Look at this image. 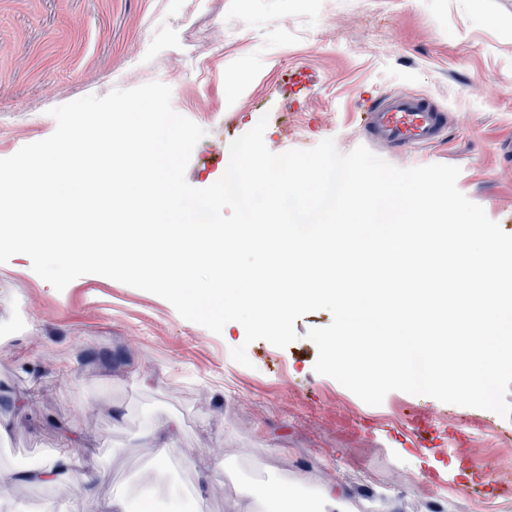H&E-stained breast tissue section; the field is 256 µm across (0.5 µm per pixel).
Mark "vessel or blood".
I'll return each mask as SVG.
<instances>
[{
	"label": "vessel or blood",
	"instance_id": "obj_1",
	"mask_svg": "<svg viewBox=\"0 0 512 512\" xmlns=\"http://www.w3.org/2000/svg\"><path fill=\"white\" fill-rule=\"evenodd\" d=\"M448 125V115L425 96L389 95L368 105L360 133L368 141L400 152H410L438 141ZM416 449L429 448L447 457V439L437 432L431 415L422 414L414 423Z\"/></svg>",
	"mask_w": 512,
	"mask_h": 512
}]
</instances>
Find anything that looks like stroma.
Wrapping results in <instances>:
<instances>
[{
    "mask_svg": "<svg viewBox=\"0 0 512 512\" xmlns=\"http://www.w3.org/2000/svg\"><path fill=\"white\" fill-rule=\"evenodd\" d=\"M152 81L206 132L186 171L196 188L223 176L229 143L261 116L271 152L330 139L348 153L365 144V105L427 96L448 114L437 143L371 151L400 168L458 166L459 191L512 234V0H0V158L50 137L51 108ZM331 321L316 310L288 347L249 344L243 326L215 334L105 276L55 290L13 256L0 264V512H108L117 493L136 508L151 497L156 512L181 499L264 512L258 486L315 501L329 484L347 512H420L433 495L445 512H483L480 497L435 481L445 466L432 454L391 440L427 410L458 458L500 464L512 497V439L499 436L512 419L402 391L365 404L313 369L308 333ZM242 344L247 367L230 355ZM164 419L180 430L147 488L143 436ZM64 448L78 474L105 473L92 492L21 480L28 461Z\"/></svg>",
    "mask_w": 512,
    "mask_h": 512,
    "instance_id": "35a3bbf8",
    "label": "stroma"
}]
</instances>
